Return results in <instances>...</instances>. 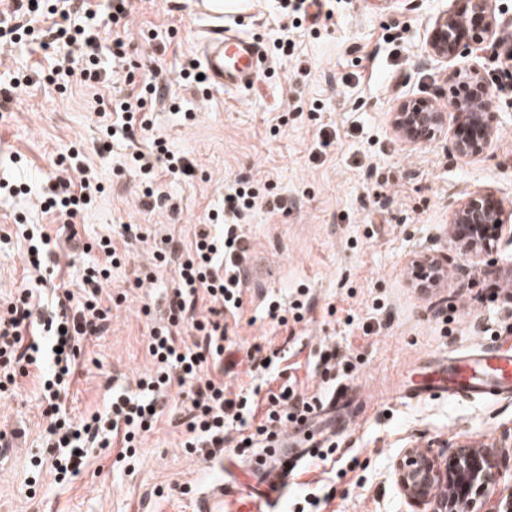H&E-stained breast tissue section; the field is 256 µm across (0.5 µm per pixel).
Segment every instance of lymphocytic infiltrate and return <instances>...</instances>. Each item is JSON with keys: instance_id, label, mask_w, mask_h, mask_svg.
Segmentation results:
<instances>
[{"instance_id": "1", "label": "lymphocytic infiltrate", "mask_w": 512, "mask_h": 512, "mask_svg": "<svg viewBox=\"0 0 512 512\" xmlns=\"http://www.w3.org/2000/svg\"><path fill=\"white\" fill-rule=\"evenodd\" d=\"M13 2V11L0 14V39L19 31L20 17L40 11L50 21L41 31V47L52 42L76 47V55L53 62L51 71L57 76L70 75L77 69L87 82H100L95 64L106 35L112 38L113 56H126L118 25L130 15L133 0H112L111 26L104 31L97 26L99 8L94 0ZM166 91L165 85H140L133 74H126L123 86L113 91L111 97L98 101L97 113L108 121L107 135L135 139L137 131L147 128L148 100L163 97ZM129 161L130 172L145 184V195L149 198L155 195L153 186L159 172L180 176L187 166L186 158L169 151L159 138L153 140L149 150H133ZM53 166L58 175L43 209L70 224L102 187L87 167L68 168L59 159L54 160ZM258 198V192L246 183L227 186L224 212L232 220L225 223L223 235H213L210 225L201 224L185 248L173 246L169 251L156 253L157 261H166L171 254L178 256L179 261L172 292L166 297L167 322L153 327L148 338V352L155 369L139 380L137 392L113 390L105 413L96 412L76 421L62 410L60 400L68 390L80 340L103 332L110 319L101 293L112 267L120 262L111 239L98 242L104 261L89 271L81 296H74L66 288L59 289L55 313L46 330L38 328L34 289H19L17 296L0 310V391L8 392L18 378L38 370L41 398L47 404L49 420L44 439L54 456L57 473L64 475L76 468L89 443L108 448L118 440L124 448H134L138 436L152 429L155 409L172 397L183 403V445L191 450L223 451L226 429L233 425L247 428L252 418L258 421L256 435L269 442L315 411L313 400L286 388L270 394L264 414H257L252 398L228 397L223 381L216 377L224 369V313L240 309L241 290L249 278L250 246L233 220L252 210ZM202 307L207 309V316H199ZM186 325L195 336L190 344L181 337Z\"/></svg>"}]
</instances>
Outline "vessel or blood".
I'll return each mask as SVG.
<instances>
[{"label":"vessel or blood","mask_w":512,"mask_h":512,"mask_svg":"<svg viewBox=\"0 0 512 512\" xmlns=\"http://www.w3.org/2000/svg\"><path fill=\"white\" fill-rule=\"evenodd\" d=\"M192 10L207 26L197 48L209 84L238 91L252 87L264 73L267 56L260 42L224 23V0H192ZM512 395V352L497 344L452 354L419 370L401 385L400 399L440 397L486 400ZM301 454L273 445L252 469L225 466L221 476L196 499L194 512H283Z\"/></svg>","instance_id":"1"}]
</instances>
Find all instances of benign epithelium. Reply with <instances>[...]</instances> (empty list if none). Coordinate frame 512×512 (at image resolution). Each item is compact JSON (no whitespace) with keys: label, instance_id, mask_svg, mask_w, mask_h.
<instances>
[{"label":"benign epithelium","instance_id":"7a95c632","mask_svg":"<svg viewBox=\"0 0 512 512\" xmlns=\"http://www.w3.org/2000/svg\"><path fill=\"white\" fill-rule=\"evenodd\" d=\"M494 0H462L453 10L443 11L433 22L426 39V52L438 60L481 57L487 47H502ZM450 78L459 91L448 98L451 113L434 100L407 97L389 113L396 136L410 145H426L442 137L448 125L453 132L448 145L451 155L478 157L497 138L491 116V90L478 66L459 67ZM506 201L491 190H475L451 213L452 242L472 258H486L497 251L499 241L512 225L505 222ZM448 254L416 256L410 269L430 284L445 277ZM393 477L415 512H512V486L498 490L503 474L490 448L448 446L437 454L429 448H407L392 468Z\"/></svg>","mask_w":512,"mask_h":512}]
</instances>
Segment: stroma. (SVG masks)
I'll return each mask as SVG.
<instances>
[{"mask_svg": "<svg viewBox=\"0 0 512 512\" xmlns=\"http://www.w3.org/2000/svg\"><path fill=\"white\" fill-rule=\"evenodd\" d=\"M243 29L263 45L287 37L288 52L269 55V68L248 90L227 94L182 85L183 64L197 59L205 22L190 0H137L129 18L128 56L136 79L170 82L174 101L147 112L148 131L137 145L160 138L185 155L190 176L159 175L165 201L142 204L139 182L123 170L130 153L123 139L106 137L91 90L58 89L43 77L55 47L30 38L0 47V85L21 74L29 86L0 109V301L40 285L39 310L51 315L54 285L79 291L102 260L96 243L117 241L126 258L113 267L106 293L115 295L108 328L80 343L63 406L78 419L104 410L113 386L136 390L154 368L147 338L154 325L141 309L161 302L173 265L155 266L166 240L189 243L197 224L222 210L224 187L246 180L261 195H276L281 209L258 203L239 217L249 240L250 276L238 312H225L230 348L224 354V390L268 394L293 385L325 400L344 385L367 412L338 432L334 458L308 457L293 477L286 512L307 493L319 512H411L392 479V460L407 447L445 440L496 445L503 475L512 474V397L496 401L388 400L390 384L413 366L448 352L501 341L512 333V243L500 240L490 263L476 265L450 243L452 210L468 193L491 189L512 200V80L500 57L479 59L492 93L498 136L482 157L449 156L448 138L421 147L403 144L387 116L406 97L448 99L451 63L427 56L425 41L452 0H325L316 23L295 27L281 0H254ZM329 146H322V138ZM79 150L103 185L95 204L74 225L43 213L54 181L52 159ZM36 226L60 244L58 266L27 260L21 225ZM137 226L121 238L123 225ZM442 251L448 273L438 288L410 284L411 256ZM153 269L156 286L135 287ZM308 301L305 319L275 327L265 310ZM277 352L267 371L253 370V346ZM344 365L324 369L328 350ZM34 378L0 397V512H193V502L220 463L243 465L263 448L238 453L236 429L225 432L223 453L183 448L180 404L168 400L134 458L118 449L91 448L78 470L56 474L44 446L47 421Z\"/></svg>", "mask_w": 512, "mask_h": 512, "instance_id": "35a3bbf8", "label": "stroma"}]
</instances>
